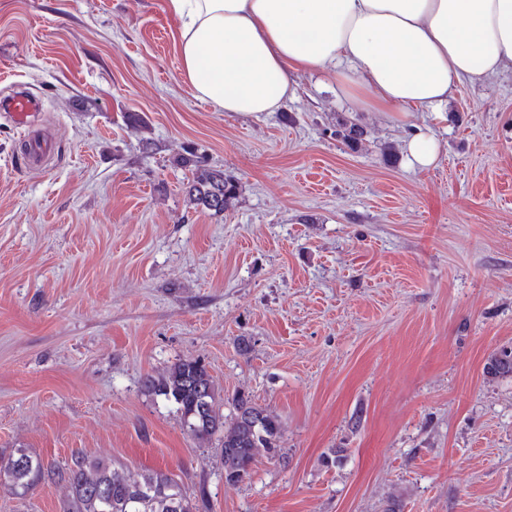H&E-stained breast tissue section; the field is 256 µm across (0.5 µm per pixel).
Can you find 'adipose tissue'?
<instances>
[{
  "label": "adipose tissue",
  "instance_id": "1",
  "mask_svg": "<svg viewBox=\"0 0 512 512\" xmlns=\"http://www.w3.org/2000/svg\"><path fill=\"white\" fill-rule=\"evenodd\" d=\"M195 97L261 117L326 71L359 110L445 118L463 82L512 73V0H167Z\"/></svg>",
  "mask_w": 512,
  "mask_h": 512
}]
</instances>
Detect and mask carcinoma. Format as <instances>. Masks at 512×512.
Returning <instances> with one entry per match:
<instances>
[{
    "label": "carcinoma",
    "instance_id": "1",
    "mask_svg": "<svg viewBox=\"0 0 512 512\" xmlns=\"http://www.w3.org/2000/svg\"><path fill=\"white\" fill-rule=\"evenodd\" d=\"M336 134L349 145L364 136L363 127L350 120L339 123ZM193 165L186 195L191 205L215 214L224 212L236 196L235 182L201 160L181 159ZM494 376L512 375V347L492 354L486 364ZM145 388L176 405L184 424L201 445L220 442L224 480L236 484L250 476L258 458L282 457L278 417L250 396L232 398L234 418L226 423L218 393L206 365L183 359L159 378L146 377ZM4 479L17 494L35 486L58 484L68 491L65 512H199V502L185 495L177 477L163 470L132 473L111 462L77 454L63 466H47L24 450L8 458Z\"/></svg>",
    "mask_w": 512,
    "mask_h": 512
}]
</instances>
